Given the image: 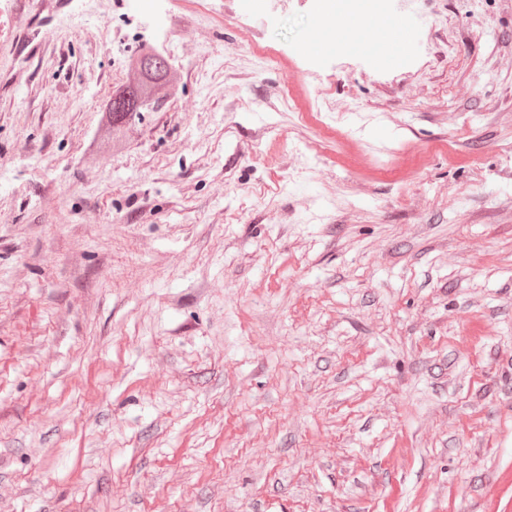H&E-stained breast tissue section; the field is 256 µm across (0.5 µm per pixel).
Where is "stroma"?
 <instances>
[{"label": "stroma", "mask_w": 512, "mask_h": 512, "mask_svg": "<svg viewBox=\"0 0 512 512\" xmlns=\"http://www.w3.org/2000/svg\"><path fill=\"white\" fill-rule=\"evenodd\" d=\"M155 5L0 0V512H512V0ZM350 26L368 27L367 32L378 48L377 56L385 64L393 65L404 58L405 48L410 42V28L404 21L390 18L376 21L354 19ZM170 64L165 57L146 60L143 55L138 60L140 82L134 87L120 88L112 94L109 112H112V123L121 121L133 112H139L141 107L166 84Z\"/></svg>", "instance_id": "35a3bbf8"}]
</instances>
